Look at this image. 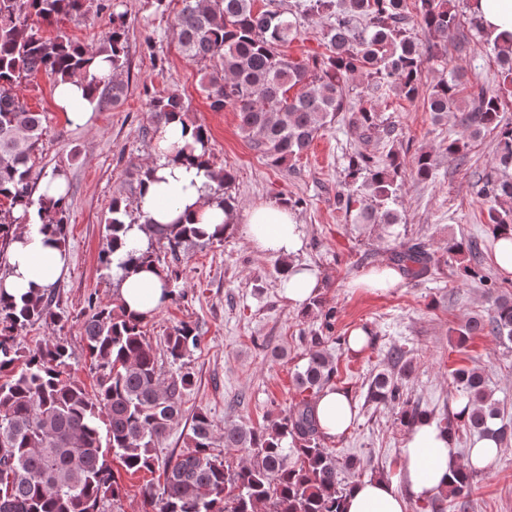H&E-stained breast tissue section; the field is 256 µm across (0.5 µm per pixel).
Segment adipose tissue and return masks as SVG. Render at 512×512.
<instances>
[{
    "label": "adipose tissue",
    "instance_id": "adipose-tissue-1",
    "mask_svg": "<svg viewBox=\"0 0 512 512\" xmlns=\"http://www.w3.org/2000/svg\"><path fill=\"white\" fill-rule=\"evenodd\" d=\"M483 27L503 39L512 38V0H471ZM56 106L75 128L91 126L98 99L80 82L55 87ZM194 129L181 120L162 125L155 142L152 177L137 196L139 209L147 216L144 224L128 231L117 258L127 252L146 249L157 225H194L206 234L221 235L225 225H242L252 246L262 254L294 256L304 246L305 234L295 213L281 204H261L244 211L227 212L213 200V180L204 169L181 161L177 153L192 141ZM0 288L6 294L44 292L68 268V258L55 238L41 225L24 226L16 234L7 259ZM318 274L307 266L293 264L282 276L285 297L296 307L308 303L318 293ZM162 268L149 266L120 277L118 298L127 313L151 317L169 299ZM321 430L329 436L345 433L357 416L355 403L344 391L325 389L315 401ZM500 445L490 438L476 441L465 459H458L449 432L428 418L420 419L407 433L401 448V466L390 480L365 479L357 482L346 496L345 512H406L407 496L429 501L445 488L458 467L485 469L493 465Z\"/></svg>",
    "mask_w": 512,
    "mask_h": 512
}]
</instances>
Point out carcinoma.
I'll use <instances>...</instances> for the list:
<instances>
[{"label":"carcinoma","mask_w":512,"mask_h":512,"mask_svg":"<svg viewBox=\"0 0 512 512\" xmlns=\"http://www.w3.org/2000/svg\"><path fill=\"white\" fill-rule=\"evenodd\" d=\"M255 2L181 0L172 29L187 59L219 61L218 68L202 76L210 107L236 112L251 149L274 168L298 160L342 112L352 113L349 128L359 137L391 136L395 127L376 123L372 98L390 89L410 100L418 94L425 57L413 30L433 36V47L446 56L450 43L459 52L468 48L464 23L481 29L476 16L467 18L458 11L456 0H415L413 15L406 10V0H294L286 9L262 10L254 8ZM92 7L109 15L111 23L98 45L86 47L63 31L48 39L39 34L41 25L78 20ZM316 16L327 17L324 39L329 53L314 58L310 66L281 54L278 47L300 34L301 22ZM126 44V23L114 0H0V264L7 263L19 224L32 217L51 227L60 245L67 240L68 193L56 201L34 196L37 178L32 173L46 117L26 106L21 82L39 74L55 85L86 80L98 93L100 109L114 107L125 95L124 82L116 77L103 82L90 66L105 55L113 73L120 74L128 64ZM357 76L366 78V85L354 103L348 100L349 82ZM465 79L466 71L459 66L441 74L426 108L434 122L451 114L463 129V135L448 139L445 148L449 157L460 161L471 141L496 131L494 174L477 185V194L487 204L488 224L511 229L512 126L502 123L497 91L482 88L469 100L462 97ZM175 114L201 135L205 170L215 182L213 198L234 209L238 201L229 189L235 176L214 169L209 130L190 117L180 95L149 100L144 133ZM400 166L396 157L353 154L336 191V204L355 224H379L387 231L401 223ZM434 167L433 157L421 152L414 158V177L428 180ZM143 220L123 200H112L111 217L104 225L105 246L99 253L105 271L116 267L129 274L142 264L159 265L163 248L171 256L166 270L173 287L179 282L178 261L185 246L215 241L177 224L157 230L146 251L114 262L121 237ZM465 253V280L485 283L481 251L448 237V255ZM393 259L408 276L423 277L430 271L431 257L419 242L400 244ZM499 288L496 282L486 288L492 308L456 330L458 345L485 334L512 343V295ZM75 319L97 377L91 392L68 375L69 353L63 343L26 348L19 341L32 324L56 327L69 320L53 290L7 300L0 295V512H102L107 501L115 509L124 488L112 470L114 457L129 473L162 470L160 496L147 493L153 512H341L348 485L340 475L359 468L360 462H341L326 448L314 402L304 399L267 425L241 424L221 435L200 408L184 437V451L162 457L158 445L181 416L184 396L193 385L186 365L199 345L197 326L182 321L165 336L164 356L176 367L167 374L143 332V321L126 315L121 304L91 297ZM334 373L328 354L315 345L294 382L314 394ZM452 379L472 410L466 421L448 416L441 426L452 433L462 428L508 441L509 423L491 398L482 372L459 368ZM370 396L385 405L401 399L398 384L384 373L374 377ZM220 437L224 447L242 454L241 461L234 464L215 453ZM474 477L461 468L444 491L461 512L469 507Z\"/></svg>","instance_id":"obj_1"}]
</instances>
